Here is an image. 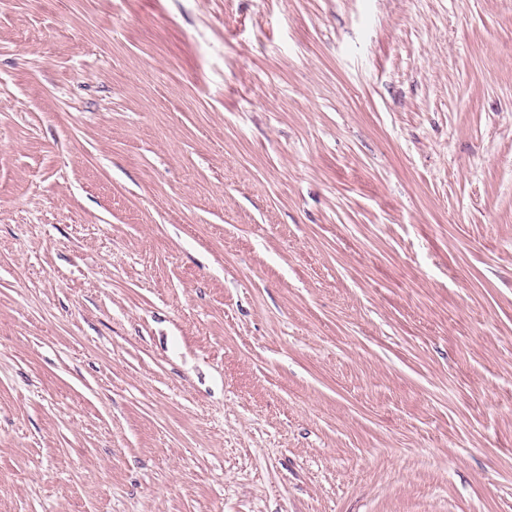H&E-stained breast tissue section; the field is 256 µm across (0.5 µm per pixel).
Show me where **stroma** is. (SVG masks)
<instances>
[{
	"label": "stroma",
	"instance_id": "1",
	"mask_svg": "<svg viewBox=\"0 0 512 512\" xmlns=\"http://www.w3.org/2000/svg\"><path fill=\"white\" fill-rule=\"evenodd\" d=\"M0 512H512V0H0Z\"/></svg>",
	"mask_w": 512,
	"mask_h": 512
}]
</instances>
